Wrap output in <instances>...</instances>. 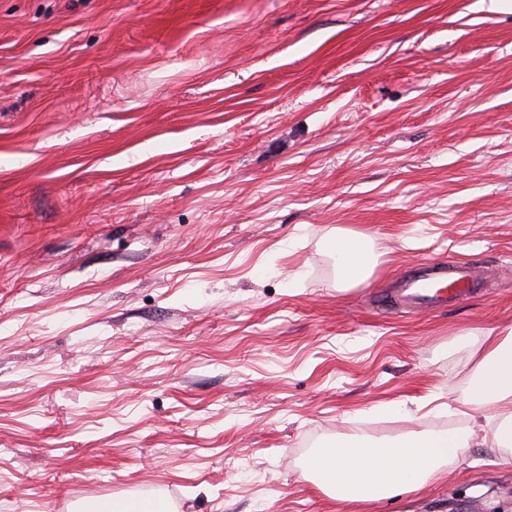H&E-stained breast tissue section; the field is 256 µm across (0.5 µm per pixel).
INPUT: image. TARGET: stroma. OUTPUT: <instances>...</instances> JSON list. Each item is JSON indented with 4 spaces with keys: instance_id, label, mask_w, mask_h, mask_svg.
<instances>
[{
    "instance_id": "stroma-1",
    "label": "stroma",
    "mask_w": 512,
    "mask_h": 512,
    "mask_svg": "<svg viewBox=\"0 0 512 512\" xmlns=\"http://www.w3.org/2000/svg\"><path fill=\"white\" fill-rule=\"evenodd\" d=\"M436 262L481 287L397 297ZM509 328L512 0H0V512H512L490 434L364 506L299 467L467 428ZM330 248L336 256L339 281L357 282L370 271L373 255L367 237L358 234L336 236L330 243Z\"/></svg>"
}]
</instances>
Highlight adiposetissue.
Wrapping results in <instances>:
<instances>
[{
	"mask_svg": "<svg viewBox=\"0 0 512 512\" xmlns=\"http://www.w3.org/2000/svg\"><path fill=\"white\" fill-rule=\"evenodd\" d=\"M330 248L338 279L365 278L373 263L367 237L343 234ZM484 355L462 404L475 427L493 428L498 448L496 465L512 466V329L482 338ZM471 432H413L391 444L360 441L318 449L303 474L329 497L351 503H372L399 492L418 490L441 479L448 464L471 445Z\"/></svg>",
	"mask_w": 512,
	"mask_h": 512,
	"instance_id": "ef3b65f1",
	"label": "adipose tissue"
}]
</instances>
